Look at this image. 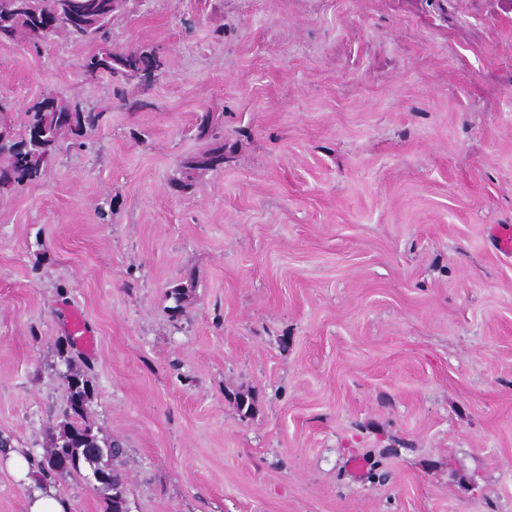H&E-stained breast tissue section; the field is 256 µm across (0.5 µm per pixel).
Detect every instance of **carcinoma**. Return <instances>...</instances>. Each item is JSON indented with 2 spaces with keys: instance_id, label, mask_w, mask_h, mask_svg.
<instances>
[{
  "instance_id": "1",
  "label": "carcinoma",
  "mask_w": 512,
  "mask_h": 512,
  "mask_svg": "<svg viewBox=\"0 0 512 512\" xmlns=\"http://www.w3.org/2000/svg\"><path fill=\"white\" fill-rule=\"evenodd\" d=\"M121 9L116 0H0V29H8L15 37L37 47L65 36L73 41L90 42L96 51L88 58L84 74L95 79L108 76L120 83H130L125 61L134 53L144 57L151 53L165 56L154 46L138 51L112 47V17ZM73 118L80 130L76 145L103 121V113L94 109L78 110L69 100L44 97L25 110L20 132L3 125L0 136V195L10 194L35 180L53 161L61 140L67 137L63 124ZM217 115L200 112L196 130L200 137H211L212 146L200 154H189L181 161L183 173L213 170L224 165V139L216 133ZM67 400L63 421L45 450L40 468L46 473L78 472L81 466L90 470L89 478L97 488L111 493L112 512H128L125 478L114 466L124 454L116 441L100 442L93 425L86 418L82 401L89 398L91 385L82 373L67 369Z\"/></svg>"
}]
</instances>
